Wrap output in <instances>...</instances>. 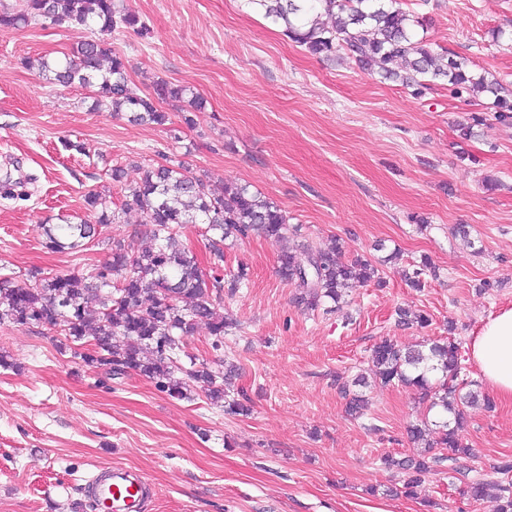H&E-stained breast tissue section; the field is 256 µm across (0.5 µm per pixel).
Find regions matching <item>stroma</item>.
Segmentation results:
<instances>
[{
  "mask_svg": "<svg viewBox=\"0 0 512 512\" xmlns=\"http://www.w3.org/2000/svg\"><path fill=\"white\" fill-rule=\"evenodd\" d=\"M145 28L106 36L132 88L164 79L205 100L193 126L181 105L169 123L133 124L94 106L91 89L51 83L25 59H57L89 37L76 25L0 29V278L94 272L105 246L53 251L46 224H93L84 195L120 204L142 168L170 161L209 181L248 185L275 202L316 247L376 264L381 283L359 284L332 310L296 306L298 283L278 275V244L227 238L219 273H248L224 292L233 325L213 350L199 326L180 358L240 368L249 416L225 414L199 388L177 400L136 375L103 380L59 347L55 330L0 324V512H92L91 480L113 466L150 483L143 512H493L459 493L512 459V402L467 410L469 459L435 467L412 493L384 455L414 451L410 424L428 414L413 391L370 384V408L346 415L337 380L368 374L372 346L451 340L462 374L490 395L470 346L512 307V122L490 95L448 84L414 89L341 59L311 55L244 0H115ZM417 34L465 57L473 74L512 89V0H399ZM483 117L472 138L457 126ZM124 167V184L110 177ZM465 225L468 236L456 234ZM399 257L386 262L387 252ZM430 262L424 285L406 273ZM425 311L428 327L395 323L398 307Z\"/></svg>",
  "mask_w": 512,
  "mask_h": 512,
  "instance_id": "obj_1",
  "label": "stroma"
}]
</instances>
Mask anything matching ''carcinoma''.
Instances as JSON below:
<instances>
[{
	"label": "carcinoma",
	"mask_w": 512,
	"mask_h": 512,
	"mask_svg": "<svg viewBox=\"0 0 512 512\" xmlns=\"http://www.w3.org/2000/svg\"><path fill=\"white\" fill-rule=\"evenodd\" d=\"M17 11L0 9V28H17L40 20L53 25L93 27L95 38H87L62 58L52 62L28 59L35 67L61 84L78 83L96 89L95 107L125 113L131 123L164 126L167 113L158 101L186 104L183 122L194 123L190 113L204 108V98L183 85L160 80L153 92L144 96L128 86L125 60L108 55L103 36L119 27L139 29L140 18L119 10L114 0H22ZM264 16L284 27L285 35L312 55L334 60L343 55L368 74L415 88H428V82L446 81L454 93H490L497 105L496 118H512V90L484 75L473 76L466 60L448 52L438 53L416 34L419 21L397 7V0H248ZM108 68H102L104 58ZM87 207L99 211L96 224H58L45 228V245L51 250L75 249L96 240L101 228L119 214L111 210L106 197L90 190ZM137 211L151 226L153 244L136 249L124 240L107 242L109 259L93 275L78 273L34 276L32 283L14 286L0 279V323L47 326L64 337L62 348L84 366L98 369L108 379L131 375L144 377L175 399L188 398L190 386L198 387L212 403H224V413L247 416L249 398L228 399V390L237 375V366L224 362L218 374L201 362L176 373L179 353L200 325L212 337L211 347H224V333L233 325L221 310L222 292L240 287L246 279L240 269L224 285L217 276L208 277L191 250L183 243L186 224H206L212 233L210 252L214 261H224V240L231 235L264 237L280 244L278 274L285 282H297L302 291L295 298L297 307L317 310L328 302L335 304L357 283L378 277V269L368 259L342 258L333 243L315 248L305 242L290 243L299 227L288 224L285 212L264 195L247 185L223 184L215 192L210 185L185 169L157 164L143 170L139 182L127 189L121 211ZM400 327L425 328L426 315L401 307L396 311ZM376 368L375 382L401 384L435 412L436 419L422 420L407 429L417 453L400 459L383 458L388 468L407 475L405 489L422 482L433 468L445 461L475 456L464 443L466 408L477 403V394L464 391L460 380L458 346L448 341L428 349L403 348L390 338L376 343L370 351ZM368 385L360 375L352 382L336 379V389L344 400L345 413L356 419L369 408V398L360 388ZM503 480H472L463 494L474 500L488 499L494 512H512V460L495 467Z\"/></svg>",
	"instance_id": "carcinoma-1"
}]
</instances>
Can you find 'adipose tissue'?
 <instances>
[{
	"label": "adipose tissue",
	"instance_id": "ef3b65f1",
	"mask_svg": "<svg viewBox=\"0 0 512 512\" xmlns=\"http://www.w3.org/2000/svg\"><path fill=\"white\" fill-rule=\"evenodd\" d=\"M471 356L497 397L512 400V308L489 317L472 342Z\"/></svg>",
	"mask_w": 512,
	"mask_h": 512
}]
</instances>
